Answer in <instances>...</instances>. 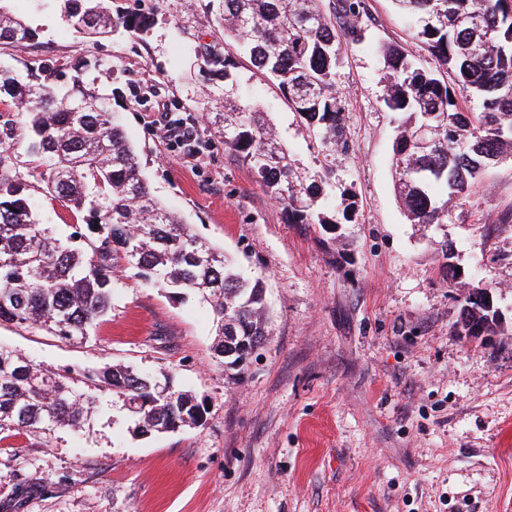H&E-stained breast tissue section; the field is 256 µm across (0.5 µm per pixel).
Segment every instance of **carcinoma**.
<instances>
[{
	"mask_svg": "<svg viewBox=\"0 0 512 512\" xmlns=\"http://www.w3.org/2000/svg\"><path fill=\"white\" fill-rule=\"evenodd\" d=\"M0 0V44L30 46L38 32ZM65 21L89 39L149 23L143 14H112L108 0H57ZM214 21L224 41L277 82L294 111L334 151L343 145L342 109L334 91L341 42L338 30L361 38L354 24L362 0H338L328 15L322 0H219ZM414 24L434 63L418 65L397 46L384 50L389 81L384 98L391 112L406 115L394 143L397 189L412 224H440L448 201L431 186L463 191L489 164L512 157V0H394ZM212 77L208 98L224 100L220 134L224 145L251 166L291 224L336 221L322 212L325 171L303 178L288 147L274 134L260 108L234 94V62L216 44L196 50ZM454 74L455 86L440 79ZM484 100V111L463 112L458 94ZM24 119L20 140L46 167L47 192L66 202L86 223L70 225L64 237L35 218L19 193L14 120L0 122V322L45 329L87 343L111 309L112 255L169 290L174 297L198 294L209 303L215 324L214 351L224 337L242 336L260 347L266 336L259 282L232 269L224 255L153 196L137 153L114 120L99 86L76 75L71 87L23 83L0 70V97ZM432 128L437 144L418 136ZM96 389L81 390L68 377L51 375L16 350L0 345V432L25 430L47 440L60 428L80 430L102 408L100 393L122 398L134 432H170L196 416L184 406L193 399L127 367L105 363Z\"/></svg>",
	"mask_w": 512,
	"mask_h": 512,
	"instance_id": "carcinoma-1",
	"label": "carcinoma"
}]
</instances>
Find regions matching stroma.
I'll return each instance as SVG.
<instances>
[{"label": "stroma", "mask_w": 512, "mask_h": 512, "mask_svg": "<svg viewBox=\"0 0 512 512\" xmlns=\"http://www.w3.org/2000/svg\"><path fill=\"white\" fill-rule=\"evenodd\" d=\"M149 16L138 32L82 38L50 7L14 0L37 29L26 48L0 45L18 78L52 66L66 82L97 66L153 194L260 280L267 338L248 365L214 352L207 303L171 297L123 260L112 309L88 343L0 324V345L43 371L84 380L109 362L171 377L207 407L201 424L133 433L121 401L89 428L51 442L0 437V512H512V159L456 194L440 224H412L396 189L383 50L430 57L392 0H363V38H342L334 88L345 148L328 154L276 83L233 46L238 96L260 105L305 174L332 168L328 233L288 223L256 175L214 129L220 102L195 66L218 41L216 0H112ZM195 127L177 147L168 119ZM21 191L40 223L64 235L77 217L46 193L41 162L18 149ZM465 272L449 287L444 249ZM471 288L489 289L494 334L460 323Z\"/></svg>", "instance_id": "stroma-1"}]
</instances>
